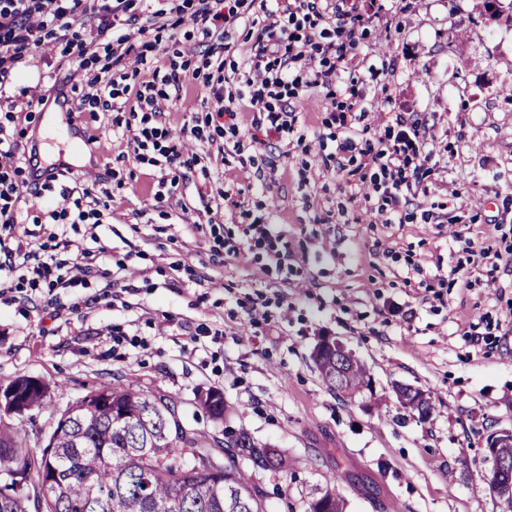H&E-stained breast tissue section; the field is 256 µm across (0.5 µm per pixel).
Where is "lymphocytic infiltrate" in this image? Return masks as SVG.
Wrapping results in <instances>:
<instances>
[{
  "instance_id": "lymphocytic-infiltrate-1",
  "label": "lymphocytic infiltrate",
  "mask_w": 512,
  "mask_h": 512,
  "mask_svg": "<svg viewBox=\"0 0 512 512\" xmlns=\"http://www.w3.org/2000/svg\"><path fill=\"white\" fill-rule=\"evenodd\" d=\"M317 2L275 0L274 8L265 12L266 22L242 75L251 88L249 95L232 96L225 94L223 86L213 87V112L232 117L246 108L263 116L271 132L294 130L297 117L282 106V99L316 88L332 89L350 60L355 29L366 20L364 14L348 10L350 25L338 40L320 43L317 35L324 14ZM127 9L126 0H0V86L11 81L19 62L47 43L77 49L83 57L94 55L100 42H107L112 48V66L121 69L122 80L141 77L140 69H122L125 58L136 50L135 37L129 31L135 20L127 16ZM194 18L203 38L219 42L224 39L225 26L240 20L235 9L225 7L224 0H199ZM310 49L321 53L320 63L309 65L306 75L290 74L289 63L304 60ZM5 118L0 124V226L6 228L15 223L14 207L21 186L15 178L20 144L6 128L7 121L14 118L13 111H6ZM396 123L400 131L393 142L372 153L370 160L389 176V193L398 199L417 191L419 176L408 173L407 165L410 158L420 157L421 143L416 126L406 125L401 117ZM91 195L87 188L78 194L63 191L62 204L47 211L46 216L59 227L90 220L103 223L109 214L88 207Z\"/></svg>"
}]
</instances>
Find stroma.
Returning <instances> with one entry per match:
<instances>
[{"mask_svg":"<svg viewBox=\"0 0 512 512\" xmlns=\"http://www.w3.org/2000/svg\"><path fill=\"white\" fill-rule=\"evenodd\" d=\"M173 30L152 24L142 0L130 11L154 48L145 73L187 67L184 86L165 93L159 116L113 110L76 113L95 134L89 161L74 166L42 200L21 194L18 231L57 261L80 249L92 271L66 288L1 278L0 381L48 383L42 408L24 415L27 444L41 451L68 403L103 381L133 383L172 399L185 424L223 440L245 426L259 443L286 449L285 474L262 472L268 512L304 504L317 489L339 491L342 512H503L491 492L487 438L512 428V0H385L357 28L349 70L334 98L293 100L305 139L271 137L248 114L217 124L207 83L235 81L257 31L224 29L223 73L190 18ZM106 50L82 62L57 47L37 50L14 88L48 104L79 98L85 71L109 66ZM365 97L353 126L358 149L337 157L338 124L350 87ZM419 125L430 154L418 195L392 201L365 149L395 138L397 113ZM46 115L11 130L47 162L70 145ZM201 130L202 140L187 137ZM148 133L138 157L128 133ZM239 141V152L217 147ZM178 146L190 167L151 164L155 147ZM177 179L175 194L161 181ZM111 197L104 224L34 223L38 203H59L61 186ZM398 211L401 221L385 215ZM264 224V232L252 223ZM473 249L465 251L463 240ZM345 344L369 371L351 397L330 389L313 363L322 337ZM419 389L429 415L409 413L396 388ZM219 390L231 410L212 420L198 403Z\"/></svg>","mask_w":512,"mask_h":512,"instance_id":"stroma-1","label":"stroma"}]
</instances>
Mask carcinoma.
I'll return each mask as SVG.
<instances>
[{
    "label": "carcinoma",
    "instance_id": "obj_1",
    "mask_svg": "<svg viewBox=\"0 0 512 512\" xmlns=\"http://www.w3.org/2000/svg\"><path fill=\"white\" fill-rule=\"evenodd\" d=\"M315 365L338 393L360 390L368 371L358 360L330 348L314 355ZM20 410L43 406L46 384L17 377L0 384ZM408 411L427 414L430 404L412 403L416 389H398ZM203 407L224 420V393L214 391ZM22 423L0 417V479L19 468L26 490L0 486V512H267L266 493L242 468L288 472L292 461L277 448L260 445L243 427L224 430V468L214 473L206 434L188 428L170 399L150 398L133 385L103 382L67 406L39 456L26 447ZM304 512H339L327 488Z\"/></svg>",
    "mask_w": 512,
    "mask_h": 512
}]
</instances>
